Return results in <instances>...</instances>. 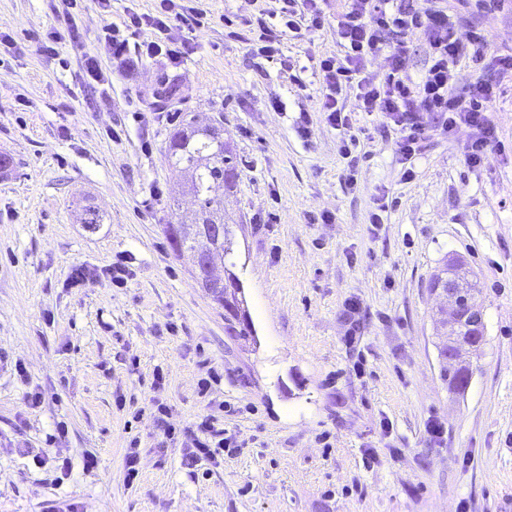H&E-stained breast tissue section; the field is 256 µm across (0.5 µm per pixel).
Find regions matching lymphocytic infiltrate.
I'll use <instances>...</instances> for the list:
<instances>
[{"label":"lymphocytic infiltrate","mask_w":512,"mask_h":512,"mask_svg":"<svg viewBox=\"0 0 512 512\" xmlns=\"http://www.w3.org/2000/svg\"><path fill=\"white\" fill-rule=\"evenodd\" d=\"M430 2V7L421 12L413 0H346L335 18L340 51L321 55L316 61L321 79L319 110L341 134L342 158H349L354 145L372 137L369 129L354 127L344 105L351 95L360 111L377 114L383 125L395 131L393 153L408 180L415 175L412 161L421 150L430 121H437L444 134L461 125L469 128L470 140L464 152L469 166H478L489 151L499 146L498 131L488 112L496 96L497 79L512 78V55L490 57L481 32H471L465 41L457 35L462 10H492L502 0H456L453 10L444 0ZM203 16V9L185 8L180 0H156L150 12L132 11L122 25H104L98 41L119 65L158 57L175 65L184 52L181 45L165 37L171 22L194 26ZM327 22L321 0H273L272 7L260 10L249 21V49L266 59L276 58L285 36L305 26L319 30ZM147 30L153 31V38H144ZM412 33L419 34L429 51V64L416 81L407 75L405 38ZM382 54L388 60L386 73L377 80L367 78V62ZM467 61L491 68L495 78L476 81L462 96L455 91L454 78ZM197 430L196 452L188 457L192 463L200 458L217 460L235 442L225 429L217 427L210 414L201 417Z\"/></svg>","instance_id":"f902f5d3"}]
</instances>
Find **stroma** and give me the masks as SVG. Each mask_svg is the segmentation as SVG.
<instances>
[{
	"label": "stroma",
	"mask_w": 512,
	"mask_h": 512,
	"mask_svg": "<svg viewBox=\"0 0 512 512\" xmlns=\"http://www.w3.org/2000/svg\"><path fill=\"white\" fill-rule=\"evenodd\" d=\"M263 4L200 0L205 25L168 32L186 45L179 65L107 59L108 84L92 88L82 51L152 0H112L106 17L86 0L82 46L63 35L51 53L59 0H0L14 43L0 51V153L13 159L0 175V512H512V79L490 112L502 145L477 167L463 159L466 127L431 131L404 180L393 131L357 112L373 138L352 187L317 110L315 60L336 52V31L284 38L280 59L262 58L247 21ZM473 30L512 53V2L469 12L459 35ZM173 85L178 98L161 101ZM303 113L307 141L295 132ZM194 115L222 126L241 161L234 193L215 204L239 226L247 341L226 331L162 229L192 210L166 147ZM381 194L391 205L374 227ZM116 263L131 272L121 288ZM450 264L479 284L486 325L460 391L441 378L443 300L428 288ZM78 267L88 278L70 285ZM204 414L238 445L189 466ZM60 458L72 463L62 478Z\"/></svg>",
	"instance_id": "1"
}]
</instances>
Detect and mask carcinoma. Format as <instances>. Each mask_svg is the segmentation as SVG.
I'll use <instances>...</instances> for the list:
<instances>
[{"label": "carcinoma", "instance_id": "1", "mask_svg": "<svg viewBox=\"0 0 512 512\" xmlns=\"http://www.w3.org/2000/svg\"><path fill=\"white\" fill-rule=\"evenodd\" d=\"M168 153L172 166L179 172L191 177L196 208L191 218L177 215L176 223L164 225V232L176 251L194 249L195 238L184 232L183 226L192 224H211L216 214L210 211V194L222 187L224 192L231 193L237 186L238 162L232 151L224 143L220 130L206 119H195L186 127L175 131L168 144ZM236 229L233 224L224 225V237L215 246V259L224 263L235 254ZM235 263L225 269L227 281L224 292L213 297V301L224 308L225 320L234 335L249 339L253 330L246 310L241 291L239 277L231 270ZM456 338L475 349L481 348L486 342L485 326L472 327L465 322L456 330ZM450 388H462L469 382L470 370L466 365L460 366L451 374L443 373Z\"/></svg>", "mask_w": 512, "mask_h": 512}]
</instances>
